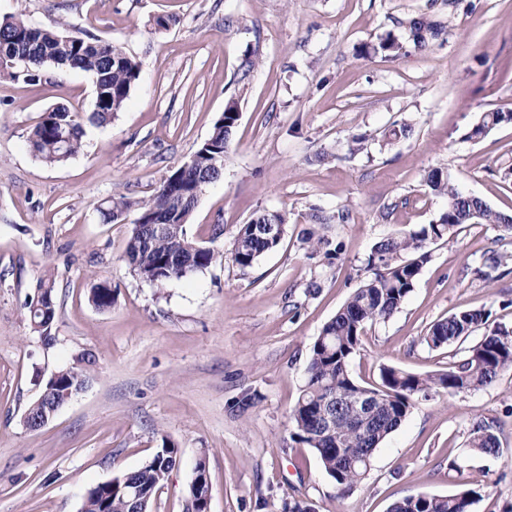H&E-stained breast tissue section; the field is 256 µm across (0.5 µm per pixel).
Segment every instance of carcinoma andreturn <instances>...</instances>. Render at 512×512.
I'll return each mask as SVG.
<instances>
[{"label":"carcinoma","instance_id":"cac0c4a2","mask_svg":"<svg viewBox=\"0 0 512 512\" xmlns=\"http://www.w3.org/2000/svg\"><path fill=\"white\" fill-rule=\"evenodd\" d=\"M412 41L424 47L443 34V26L429 17L409 21ZM0 73L26 82L41 79L48 67L80 69L94 78L96 99L92 120L100 125L112 122L125 106L141 74V62L122 47L97 39L73 36L63 25L39 26L23 14L0 20ZM238 105L227 102L224 113L214 122L208 137L195 150L196 159L170 171L154 193L137 202L143 223L131 225L124 248V260L142 280L163 284L206 270L213 262L211 247L188 236L186 224L198 202L196 188L218 180L222 173L210 163V148L226 153L238 117ZM512 123V112H487L471 128L468 138L479 141L493 128ZM84 128L80 113L64 106L43 113L30 133V147L46 165H59L82 148ZM428 191L455 201L454 209L436 224L391 234L374 244L367 259L371 276L356 288L335 316L326 322L310 348L307 379L289 413L291 438L312 448L325 474L334 481L338 496L353 491L367 477L373 453L405 420L421 398L433 395L454 397L460 393L492 386L505 371L512 370V328L497 326L469 348L463 360L446 371L424 374L394 366L380 369V382L366 386L350 373L349 365L359 352L367 324L386 321L405 303L422 268L431 260L429 246L443 241L454 244L465 224H492L512 235V214L494 210L478 197L458 198L448 171L431 170ZM130 207L119 192L105 200L99 212L112 222V207ZM312 227L303 233L308 248L328 260L339 257L341 244H333L316 229L326 217L311 214ZM288 229V213L257 211L240 225L230 249V259L241 269L251 266L275 250ZM89 300L99 310L112 307L113 290L107 281L90 288ZM57 315L55 281L48 275L36 284V299L28 305L31 329L48 337ZM484 309H465L434 322L424 342L431 349L449 346L487 324ZM86 388V376L73 367L54 372L39 397L24 413L29 429L45 426L51 411L58 410ZM363 395L371 403L351 410ZM468 447L486 456L499 454V440L493 423L481 419L472 423ZM178 448L162 439V445L142 465L120 479L100 483L85 494L79 512H148L153 500L175 467ZM209 474L200 459L185 512H206L205 493ZM479 493L466 482L448 495L420 493L394 501L389 512H470Z\"/></svg>","mask_w":512,"mask_h":512}]
</instances>
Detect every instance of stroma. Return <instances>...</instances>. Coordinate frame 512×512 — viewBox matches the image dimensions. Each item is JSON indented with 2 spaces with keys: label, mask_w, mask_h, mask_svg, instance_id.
<instances>
[{
  "label": "stroma",
  "mask_w": 512,
  "mask_h": 512,
  "mask_svg": "<svg viewBox=\"0 0 512 512\" xmlns=\"http://www.w3.org/2000/svg\"><path fill=\"white\" fill-rule=\"evenodd\" d=\"M20 12L122 46L142 69L122 112L86 124L81 151L59 166L34 158L29 133L55 105L89 116L92 77L51 67L34 85L0 74V512H79L91 486L136 470L166 439L178 461L151 512H183L202 456L210 512H283L294 500L317 512H388L399 498L450 494L462 481L480 493L471 512H512V371L419 401L342 498L288 423L310 348L366 278L372 246L447 212L424 183L430 169L447 168L462 194L512 214V124L467 137L483 113L512 111V0H0V17ZM423 15L446 32L417 48L405 23ZM158 16L170 17L167 29H156ZM390 35L404 45L399 56L374 50ZM231 100L239 118L223 175L186 226L215 259L146 282L123 259L137 209L106 224L98 206L118 191L133 203L151 195ZM404 121L414 136L386 140ZM361 134L366 149L351 153ZM340 209L348 221L325 229L343 245L330 262L301 232L313 211ZM260 210L287 212L288 230L242 269L228 252ZM430 250L401 309L366 326L350 363L359 382H378L385 365L426 373L460 361L482 331L440 349L423 341L454 312L482 308L489 326L512 325V260L490 282L474 276L489 251L512 257V237L468 224ZM48 274L57 316L45 338L26 305ZM99 280L115 290L107 311L88 299ZM72 366L87 389L43 428H26L45 381ZM247 394L255 400L241 406ZM479 418L495 420L498 456L467 448Z\"/></svg>",
  "instance_id": "obj_1"
}]
</instances>
